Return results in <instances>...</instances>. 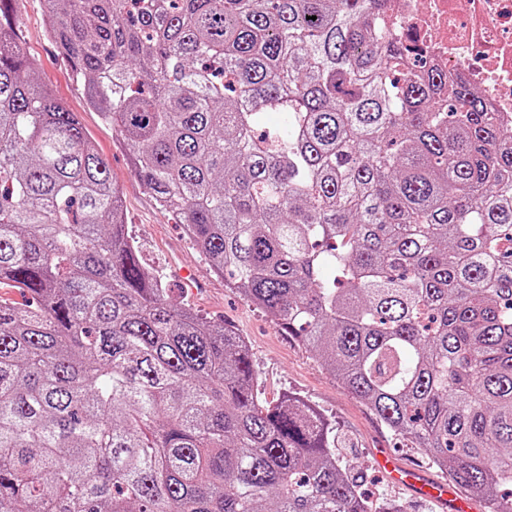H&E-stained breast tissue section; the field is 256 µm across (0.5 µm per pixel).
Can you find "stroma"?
Returning a JSON list of instances; mask_svg holds the SVG:
<instances>
[{"label":"stroma","instance_id":"obj_1","mask_svg":"<svg viewBox=\"0 0 512 512\" xmlns=\"http://www.w3.org/2000/svg\"><path fill=\"white\" fill-rule=\"evenodd\" d=\"M47 14L46 0H12L11 21L32 64L34 78L77 114L106 160L113 182L123 193L126 230L144 265L168 286L170 300L193 308L210 321L231 325L244 336L263 400L270 402L292 392L335 423L337 452L370 500L397 504L403 512H445L440 504L394 485L378 468L376 455L386 452L433 480H446V472L432 465L424 449L403 445L310 351L283 336L270 314L229 288L185 226L175 223L156 205L152 192L134 172L127 148L111 124L88 106L71 67L50 40ZM182 268L194 272L200 283L197 290L182 286L177 275Z\"/></svg>","mask_w":512,"mask_h":512}]
</instances>
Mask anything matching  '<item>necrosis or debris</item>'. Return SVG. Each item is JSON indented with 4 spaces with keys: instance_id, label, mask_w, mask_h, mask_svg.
I'll return each instance as SVG.
<instances>
[{
    "instance_id": "obj_1",
    "label": "necrosis or debris",
    "mask_w": 512,
    "mask_h": 512,
    "mask_svg": "<svg viewBox=\"0 0 512 512\" xmlns=\"http://www.w3.org/2000/svg\"><path fill=\"white\" fill-rule=\"evenodd\" d=\"M385 22L412 53L464 74L512 119V0H399Z\"/></svg>"
}]
</instances>
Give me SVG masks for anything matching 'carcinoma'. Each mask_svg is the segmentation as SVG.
Here are the masks:
<instances>
[{
	"instance_id": "obj_1",
	"label": "carcinoma",
	"mask_w": 512,
	"mask_h": 512,
	"mask_svg": "<svg viewBox=\"0 0 512 512\" xmlns=\"http://www.w3.org/2000/svg\"><path fill=\"white\" fill-rule=\"evenodd\" d=\"M158 206L484 512H512V126L393 0H47ZM268 112L285 126L258 137ZM0 512L373 507L244 339L169 300L0 9Z\"/></svg>"
}]
</instances>
